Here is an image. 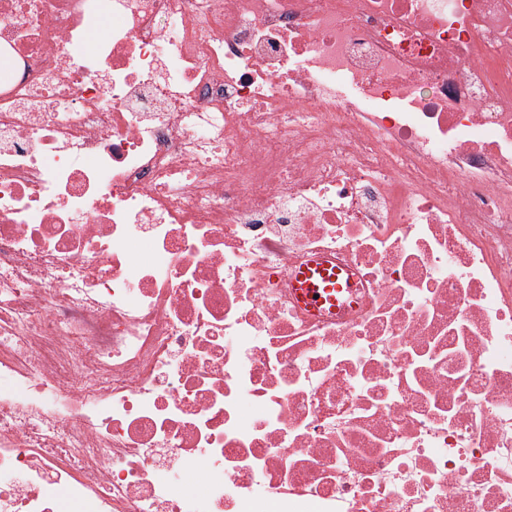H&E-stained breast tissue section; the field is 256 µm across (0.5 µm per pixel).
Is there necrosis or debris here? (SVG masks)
Wrapping results in <instances>:
<instances>
[{
	"label": "necrosis or debris",
	"mask_w": 512,
	"mask_h": 512,
	"mask_svg": "<svg viewBox=\"0 0 512 512\" xmlns=\"http://www.w3.org/2000/svg\"><path fill=\"white\" fill-rule=\"evenodd\" d=\"M66 500L512 512V0H0V512ZM292 287L300 303L313 312H319L326 304L331 310L336 306V292L350 288L338 282V270L323 256L311 258L295 274ZM319 295V298H314Z\"/></svg>",
	"instance_id": "necrosis-or-debris-1"
}]
</instances>
